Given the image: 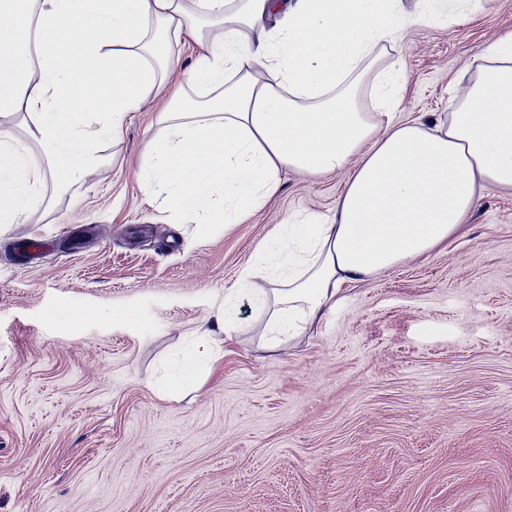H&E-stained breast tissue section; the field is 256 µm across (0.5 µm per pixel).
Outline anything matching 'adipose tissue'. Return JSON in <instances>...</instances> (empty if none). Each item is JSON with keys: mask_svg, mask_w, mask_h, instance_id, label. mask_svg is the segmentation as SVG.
Returning a JSON list of instances; mask_svg holds the SVG:
<instances>
[{"mask_svg": "<svg viewBox=\"0 0 512 512\" xmlns=\"http://www.w3.org/2000/svg\"><path fill=\"white\" fill-rule=\"evenodd\" d=\"M447 9L424 0H0V115L26 131L59 185L93 174L97 145L166 85L194 44L184 85L156 120L146 193L198 224H236L291 171L349 170L332 217L284 224L239 283L261 302L273 345L335 309L340 288L429 254L466 224L484 191L512 192V31L484 43L444 125L392 117L404 73L384 63L407 24ZM283 13L285 25L266 28ZM375 106L359 100L368 70ZM0 224L41 203L42 171L0 131Z\"/></svg>", "mask_w": 512, "mask_h": 512, "instance_id": "1", "label": "adipose tissue"}]
</instances>
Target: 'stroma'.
Masks as SVG:
<instances>
[{"instance_id": "1", "label": "stroma", "mask_w": 512, "mask_h": 512, "mask_svg": "<svg viewBox=\"0 0 512 512\" xmlns=\"http://www.w3.org/2000/svg\"><path fill=\"white\" fill-rule=\"evenodd\" d=\"M510 30L512 0L401 29L398 118L447 120L465 65ZM166 103L0 226V512H512V193L270 349L239 273L281 224L331 215L346 176L287 171L243 223L172 222L139 180ZM31 239L50 246L26 259ZM190 349L196 380L168 391Z\"/></svg>"}]
</instances>
